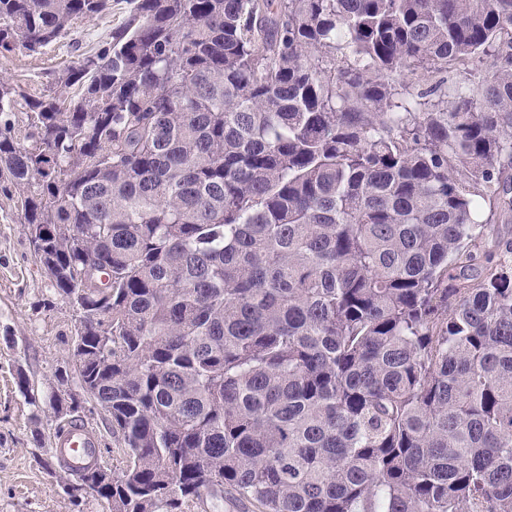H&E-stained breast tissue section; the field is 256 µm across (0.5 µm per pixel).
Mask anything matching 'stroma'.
<instances>
[{
	"label": "stroma",
	"instance_id": "obj_1",
	"mask_svg": "<svg viewBox=\"0 0 512 512\" xmlns=\"http://www.w3.org/2000/svg\"><path fill=\"white\" fill-rule=\"evenodd\" d=\"M128 15L126 0H112L110 14L77 22L74 35L30 54L18 49L0 57V75L34 93L52 71L91 49ZM15 197L0 192V512H110L106 501L86 494L72 503L55 460L58 419L48 403L55 372H74L77 315L37 262ZM25 374L33 398L18 390ZM81 420L100 440L101 464L121 462L112 427L101 408L85 401Z\"/></svg>",
	"mask_w": 512,
	"mask_h": 512
}]
</instances>
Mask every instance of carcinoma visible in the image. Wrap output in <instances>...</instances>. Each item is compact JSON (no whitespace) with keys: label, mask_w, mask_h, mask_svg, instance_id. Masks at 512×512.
Here are the masks:
<instances>
[{"label":"carcinoma","mask_w":512,"mask_h":512,"mask_svg":"<svg viewBox=\"0 0 512 512\" xmlns=\"http://www.w3.org/2000/svg\"><path fill=\"white\" fill-rule=\"evenodd\" d=\"M129 2L43 92L0 77V188L122 452L72 502L512 512V0ZM111 11L0 0V56Z\"/></svg>","instance_id":"cac0c4a2"}]
</instances>
